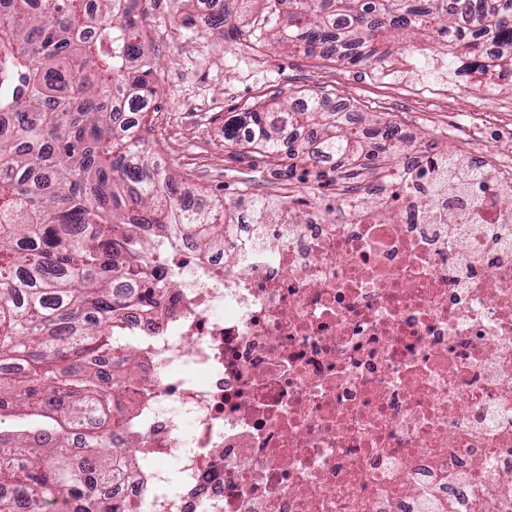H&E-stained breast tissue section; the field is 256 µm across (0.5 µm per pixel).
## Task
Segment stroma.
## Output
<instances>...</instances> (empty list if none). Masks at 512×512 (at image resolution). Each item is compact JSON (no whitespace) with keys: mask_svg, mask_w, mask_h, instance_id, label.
Returning a JSON list of instances; mask_svg holds the SVG:
<instances>
[{"mask_svg":"<svg viewBox=\"0 0 512 512\" xmlns=\"http://www.w3.org/2000/svg\"><path fill=\"white\" fill-rule=\"evenodd\" d=\"M147 8L143 37L157 94L144 135L188 192L201 187L228 202L274 194L293 203L299 175L222 136L227 117L259 104L323 93L350 105L370 129L398 127L409 141L443 153L463 145L467 115L481 105L474 95L479 76L466 70L448 79L453 96L444 102L419 93L407 75L278 52L264 42L263 0L236 5L220 33L182 0H148Z\"/></svg>","mask_w":512,"mask_h":512,"instance_id":"1","label":"stroma"}]
</instances>
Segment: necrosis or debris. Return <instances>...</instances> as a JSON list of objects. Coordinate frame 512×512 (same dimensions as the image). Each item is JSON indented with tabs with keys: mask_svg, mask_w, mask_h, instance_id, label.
<instances>
[{
	"mask_svg": "<svg viewBox=\"0 0 512 512\" xmlns=\"http://www.w3.org/2000/svg\"><path fill=\"white\" fill-rule=\"evenodd\" d=\"M337 205L270 198L164 288L113 364L106 491L127 512H512V154L479 172L405 143Z\"/></svg>",
	"mask_w": 512,
	"mask_h": 512,
	"instance_id": "4bbe7bcc",
	"label": "necrosis or debris"
}]
</instances>
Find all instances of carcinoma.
I'll return each instance as SVG.
<instances>
[{
  "label": "carcinoma",
  "instance_id": "carcinoma-1",
  "mask_svg": "<svg viewBox=\"0 0 512 512\" xmlns=\"http://www.w3.org/2000/svg\"><path fill=\"white\" fill-rule=\"evenodd\" d=\"M0 6V417L31 411L46 426L0 434V512H125L94 490L112 478L113 392L132 359L112 369V337L121 312H149L152 289L128 288L152 277L141 224H180L207 248L237 220L224 198L181 206L175 177L146 148L140 122L156 95L142 36L140 0H3ZM282 16L273 43L309 58L370 64L376 44L397 31L441 37L448 71L458 48L481 74L512 70V0H456L454 13L429 0H265ZM287 5L286 13L280 6ZM478 13L471 32L462 19ZM311 138L283 151L285 129ZM224 141L293 166L319 162L326 179L343 161L387 156L397 145L369 147L362 130L311 94L268 103L224 122ZM82 454L69 431L88 417Z\"/></svg>",
  "mask_w": 512,
  "mask_h": 512
}]
</instances>
